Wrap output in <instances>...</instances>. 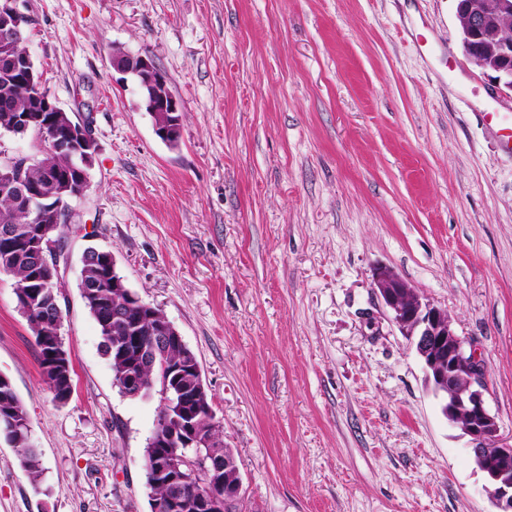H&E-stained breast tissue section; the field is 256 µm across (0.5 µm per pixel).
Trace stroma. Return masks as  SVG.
I'll return each instance as SVG.
<instances>
[{
	"label": "stroma",
	"mask_w": 512,
	"mask_h": 512,
	"mask_svg": "<svg viewBox=\"0 0 512 512\" xmlns=\"http://www.w3.org/2000/svg\"><path fill=\"white\" fill-rule=\"evenodd\" d=\"M42 85L97 148L63 230L58 404L11 277L0 375L45 468L0 442V512H150L158 396L113 383L77 283L90 245L195 352L239 512H497L469 442L373 292L388 267L447 310L512 437V108L466 58L453 0H19ZM147 54L182 111L164 143L113 50Z\"/></svg>",
	"instance_id": "35a3bbf8"
}]
</instances>
